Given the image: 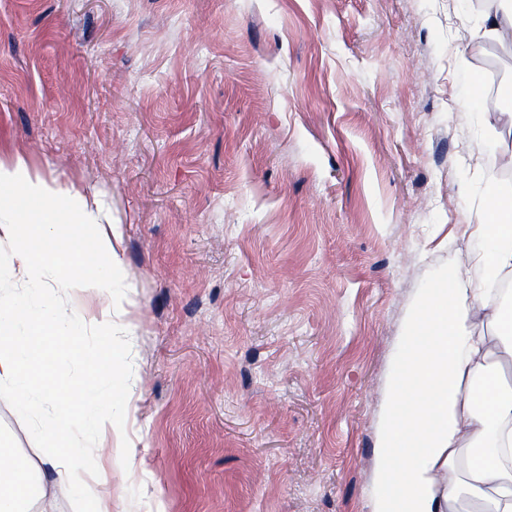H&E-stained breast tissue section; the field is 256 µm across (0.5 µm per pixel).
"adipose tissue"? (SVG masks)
Here are the masks:
<instances>
[{"instance_id": "adipose-tissue-1", "label": "adipose tissue", "mask_w": 512, "mask_h": 512, "mask_svg": "<svg viewBox=\"0 0 512 512\" xmlns=\"http://www.w3.org/2000/svg\"><path fill=\"white\" fill-rule=\"evenodd\" d=\"M99 203L31 177L22 164L0 163V244L12 250L11 275L25 282L0 304V401L33 422L41 444L38 466L0 448V512H55L57 494L114 512L112 443L127 453L138 407L106 344L82 346L84 318L69 306L77 290L105 301L100 325L112 327L110 304L123 280L112 235L99 231L93 256L72 248L64 231L97 223ZM483 240L470 265L461 266L421 299L403 338L406 354L393 379L378 438L374 512H462V498L486 512H512V387L489 382L494 355L512 361V307L492 304L512 276V192L490 189ZM43 225L31 239L26 222ZM91 360L83 382L34 377L32 358L47 363Z\"/></svg>"}]
</instances>
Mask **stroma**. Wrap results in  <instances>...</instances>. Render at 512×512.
<instances>
[{
    "instance_id": "1",
    "label": "stroma",
    "mask_w": 512,
    "mask_h": 512,
    "mask_svg": "<svg viewBox=\"0 0 512 512\" xmlns=\"http://www.w3.org/2000/svg\"><path fill=\"white\" fill-rule=\"evenodd\" d=\"M473 0H0V162L98 197L119 512H372L409 318L482 242L512 48Z\"/></svg>"
}]
</instances>
